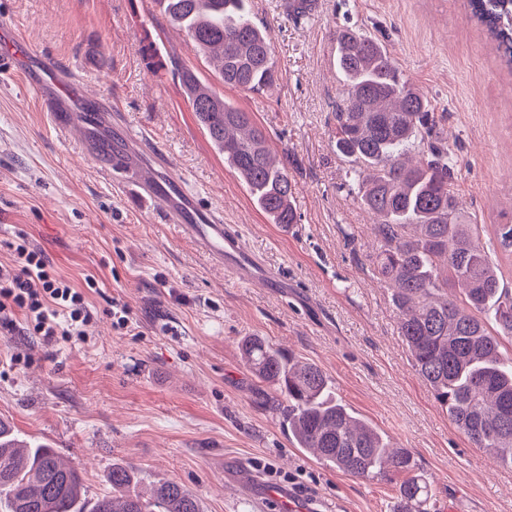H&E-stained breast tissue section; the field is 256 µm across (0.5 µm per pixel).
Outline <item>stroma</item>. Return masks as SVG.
<instances>
[{
	"mask_svg": "<svg viewBox=\"0 0 512 512\" xmlns=\"http://www.w3.org/2000/svg\"><path fill=\"white\" fill-rule=\"evenodd\" d=\"M288 2L253 0L278 69L254 94L224 86L153 0H0V23L111 103L147 152L167 154L263 264L259 282L225 277L193 238L138 205L80 153L79 131L63 137L47 124L0 42V263L22 229L77 287L98 282L87 342L0 334V418L71 461L91 501L110 493L105 474L123 461L145 482L179 481L202 512H272L271 487L295 496L299 512H392L401 475L358 480L289 441L270 388L238 350L258 335L317 364L337 399L409 449L437 512H512V468L471 445L435 402L374 270V218L333 142L344 92L335 35L352 27L381 41L427 97L455 192L485 240L512 223V70L464 0H316L301 16ZM149 43L264 130L293 186L291 230L255 207L172 69L144 56ZM116 300L130 308L122 332L108 315Z\"/></svg>",
	"mask_w": 512,
	"mask_h": 512,
	"instance_id": "obj_1",
	"label": "stroma"
}]
</instances>
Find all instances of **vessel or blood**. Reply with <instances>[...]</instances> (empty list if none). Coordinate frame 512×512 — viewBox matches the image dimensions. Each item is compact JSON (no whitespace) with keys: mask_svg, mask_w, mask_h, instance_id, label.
<instances>
[{"mask_svg":"<svg viewBox=\"0 0 512 512\" xmlns=\"http://www.w3.org/2000/svg\"><path fill=\"white\" fill-rule=\"evenodd\" d=\"M0 39L15 44L12 61L24 71L29 89L58 132L79 129L80 150L97 158L103 171L127 188L137 202L159 205L165 223L194 238L211 259L223 264L226 272L243 282L256 281L259 259L245 249L237 234L224 227L216 213L198 203L184 179L172 173L166 154H153L146 162L136 159L126 147L133 138L127 126H118L119 137L115 140L96 136L100 98L62 75L38 49L21 44L15 26L0 25Z\"/></svg>","mask_w":512,"mask_h":512,"instance_id":"obj_1","label":"vessel or blood"}]
</instances>
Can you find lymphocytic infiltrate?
Here are the masks:
<instances>
[{
  "mask_svg": "<svg viewBox=\"0 0 512 512\" xmlns=\"http://www.w3.org/2000/svg\"><path fill=\"white\" fill-rule=\"evenodd\" d=\"M11 261L0 263V325L12 327L14 314L23 317L28 335L58 346L85 340L92 321L87 290L59 275L40 249L31 247L26 235L10 245Z\"/></svg>",
  "mask_w": 512,
  "mask_h": 512,
  "instance_id": "obj_1",
  "label": "lymphocytic infiltrate"
}]
</instances>
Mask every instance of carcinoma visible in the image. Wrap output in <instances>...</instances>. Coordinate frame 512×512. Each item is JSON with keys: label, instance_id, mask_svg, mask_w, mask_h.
<instances>
[{"label": "carcinoma", "instance_id": "cac0c4a2", "mask_svg": "<svg viewBox=\"0 0 512 512\" xmlns=\"http://www.w3.org/2000/svg\"><path fill=\"white\" fill-rule=\"evenodd\" d=\"M184 27L224 85L260 93L277 78L267 31L253 20L251 0H154ZM512 68V0H466ZM336 67L346 95L336 105V152L353 163L361 205L376 218L374 259L392 290L398 333L417 374L456 428L477 448L512 468V290L500 286L476 225L454 192L448 147L432 140L435 113L404 79L390 52L353 29L336 31ZM178 79L199 124L224 164L272 224L297 223L293 189L264 132L189 69ZM420 147L422 156H411ZM496 246L512 255V224H496ZM239 352L277 394L288 439L318 461L355 478L407 473L393 512H431L427 483L411 474V453L396 448L369 421L336 398L322 369L296 359L263 336H246ZM132 465L114 464L112 495L87 510L82 479L58 452L18 439L0 418V512H202L200 499L176 480L145 498L130 490Z\"/></svg>", "mask_w": 512, "mask_h": 512}]
</instances>
